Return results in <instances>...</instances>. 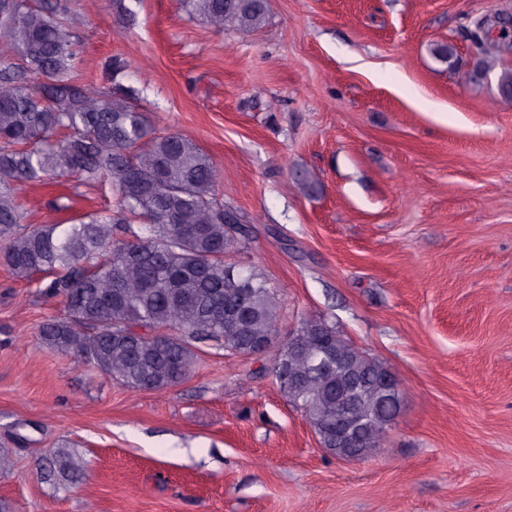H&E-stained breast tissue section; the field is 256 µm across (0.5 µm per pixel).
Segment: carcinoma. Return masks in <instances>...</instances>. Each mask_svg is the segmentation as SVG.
<instances>
[{"instance_id": "carcinoma-1", "label": "carcinoma", "mask_w": 512, "mask_h": 512, "mask_svg": "<svg viewBox=\"0 0 512 512\" xmlns=\"http://www.w3.org/2000/svg\"><path fill=\"white\" fill-rule=\"evenodd\" d=\"M190 18L248 35L269 19L268 0H178ZM84 21L68 0H11L0 11V36L18 61L0 59V262L15 276H52L45 293L61 297L65 315L40 328L43 342L100 369L133 390L162 391L183 382L198 358L196 343L211 339L228 356L272 336L283 299L252 267L251 316L246 332L224 319L236 301L234 265L224 257L240 238L224 223L212 158L182 134H160L146 119L139 93L121 84L95 90L76 82L80 50L74 30ZM503 53V43L483 41L472 80L481 82ZM100 102L97 112L86 103ZM76 177L112 181L113 208L73 223L22 226L18 196L35 182ZM149 334L137 339L129 328ZM298 352L280 355L299 388L279 386L305 414L321 446L337 455L370 456L380 447L403 406L402 392L383 391L387 367L357 349L326 319L297 326ZM346 352L362 390L338 401L347 377H312L306 365L321 342ZM84 466L58 448L47 467L55 482H73Z\"/></svg>"}]
</instances>
